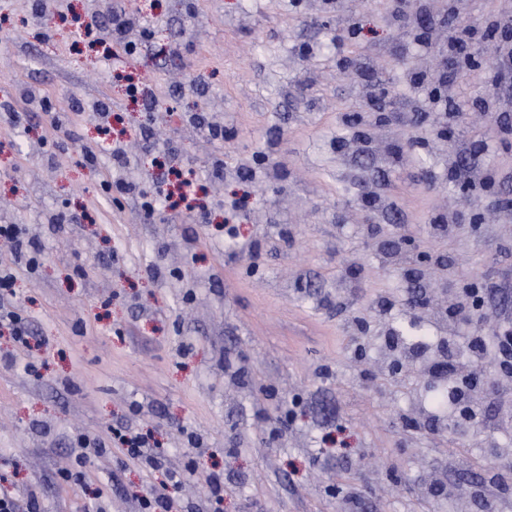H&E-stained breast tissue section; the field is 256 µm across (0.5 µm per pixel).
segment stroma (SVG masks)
<instances>
[{"instance_id": "35a3bbf8", "label": "stroma", "mask_w": 512, "mask_h": 512, "mask_svg": "<svg viewBox=\"0 0 512 512\" xmlns=\"http://www.w3.org/2000/svg\"><path fill=\"white\" fill-rule=\"evenodd\" d=\"M134 14L126 55L85 41L70 15L87 0H56L44 29L35 0H0V100L27 122L0 118V224L41 246L37 269L11 264L10 302L35 346L17 352L0 333V472L19 512H138L165 481L129 463L111 428L151 434L184 477V512H211L208 475L224 480L223 512H452L429 493L501 471L512 423L499 394L483 391L477 427L457 434L404 427L421 381L389 374L392 338L410 345L408 266L383 263L374 230L413 236L448 258L433 306L479 284L488 319L441 324L463 352L469 337L512 327V80L489 70L503 41L474 46L486 69L443 66L449 24L512 21V0H462L439 16L430 48L394 25L389 0H109ZM354 67H337L332 29ZM447 73L453 109L432 97ZM159 104L127 94L129 78ZM389 87L386 119L364 151L347 113H370ZM52 112L77 138L54 159ZM128 163L101 150V113ZM223 127L212 139L208 124ZM99 152L87 165L82 150ZM197 182L193 209L157 199H111L104 183ZM474 188L461 197L457 187ZM79 223L56 222L60 212ZM450 237L431 230L437 218ZM105 452L82 458L80 438ZM196 464L185 474L187 461ZM82 482H64L65 471Z\"/></svg>"}]
</instances>
